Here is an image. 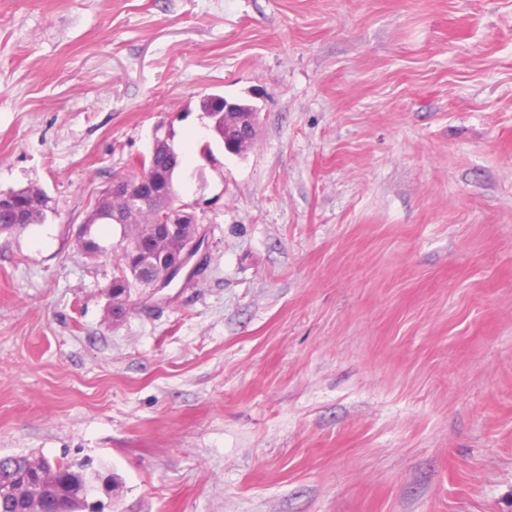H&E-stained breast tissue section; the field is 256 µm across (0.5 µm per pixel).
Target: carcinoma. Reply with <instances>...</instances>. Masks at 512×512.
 Here are the masks:
<instances>
[{"mask_svg":"<svg viewBox=\"0 0 512 512\" xmlns=\"http://www.w3.org/2000/svg\"><path fill=\"white\" fill-rule=\"evenodd\" d=\"M143 172L152 173L159 188H175V175L181 166L180 154L173 152H148L139 162ZM11 210L0 211V232L17 231L44 220V192L28 187L10 191ZM156 207L147 206L129 216L124 204L110 199L95 203L88 214L86 230L98 224H121L125 242L139 240L147 228L157 221ZM176 242L158 239L153 245L132 259L121 256L118 269L119 286L131 288L142 283L145 268L166 280L175 276L161 264L164 255L171 252ZM94 476L87 473L86 464L64 463L44 456L14 455L0 460V481L11 486V492L0 497V512H103V507L92 505L88 486Z\"/></svg>","mask_w":512,"mask_h":512,"instance_id":"carcinoma-1","label":"carcinoma"}]
</instances>
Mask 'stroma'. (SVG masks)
Segmentation results:
<instances>
[{
	"instance_id": "1",
	"label": "stroma",
	"mask_w": 512,
	"mask_h": 512,
	"mask_svg": "<svg viewBox=\"0 0 512 512\" xmlns=\"http://www.w3.org/2000/svg\"><path fill=\"white\" fill-rule=\"evenodd\" d=\"M216 92L260 113L243 155ZM160 121L205 266L115 321L121 228L78 230ZM27 186L0 456L114 472L105 512H512V0H0Z\"/></svg>"
}]
</instances>
